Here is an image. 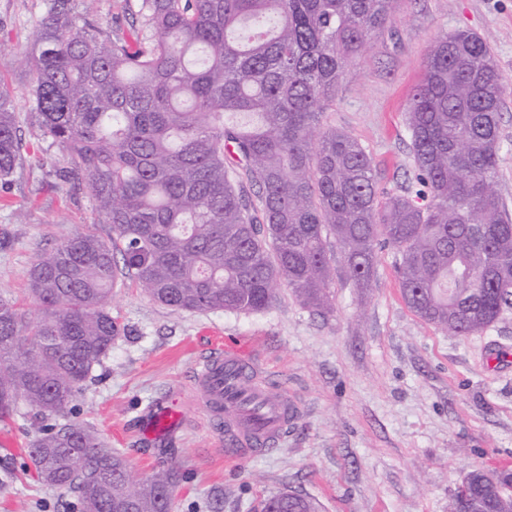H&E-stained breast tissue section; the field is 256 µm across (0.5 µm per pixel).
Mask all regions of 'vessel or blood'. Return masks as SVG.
Segmentation results:
<instances>
[{
    "label": "vessel or blood",
    "mask_w": 512,
    "mask_h": 512,
    "mask_svg": "<svg viewBox=\"0 0 512 512\" xmlns=\"http://www.w3.org/2000/svg\"><path fill=\"white\" fill-rule=\"evenodd\" d=\"M190 385L210 435L233 461L282 444L302 414L301 404L273 383L240 344L227 338H213L207 353L196 357ZM183 421V412L155 408L145 414L144 429L149 436L160 437Z\"/></svg>",
    "instance_id": "b4317fda"
}]
</instances>
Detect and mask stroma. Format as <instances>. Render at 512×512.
Here are the masks:
<instances>
[{
  "mask_svg": "<svg viewBox=\"0 0 512 512\" xmlns=\"http://www.w3.org/2000/svg\"><path fill=\"white\" fill-rule=\"evenodd\" d=\"M47 8L48 0H0V83L27 144L22 165L0 182V299L31 320L41 315L29 294L36 259L80 233L112 235L88 190L59 179L58 146L30 126L24 53ZM459 29L489 43L507 88L498 189L512 207V0H401L354 59L322 124L364 146L380 196L409 187L408 94L435 40ZM331 293L335 311L326 317L285 287L260 312L190 313L125 283L109 300L120 333L71 419L123 455L133 482L176 470L173 512H260L267 496L290 490L315 498L321 512H448L472 467L512 469V308L482 333L445 332L405 305L388 248L377 253L371 287L340 275ZM215 331L249 342L303 408L284 443L242 461L225 458L190 408L186 425L163 441L141 432L146 406L185 396L192 359ZM40 424L23 401L0 422V512H73V494L25 470Z\"/></svg>",
  "mask_w": 512,
  "mask_h": 512,
  "instance_id": "obj_1",
  "label": "stroma"
}]
</instances>
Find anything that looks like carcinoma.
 I'll return each mask as SVG.
<instances>
[{
    "instance_id": "carcinoma-1",
    "label": "carcinoma",
    "mask_w": 512,
    "mask_h": 512,
    "mask_svg": "<svg viewBox=\"0 0 512 512\" xmlns=\"http://www.w3.org/2000/svg\"><path fill=\"white\" fill-rule=\"evenodd\" d=\"M95 2L49 0L27 50L33 125L112 229L38 257L37 320L0 300V421L20 399L43 416L28 452L41 483L84 512H172L176 472L134 485L97 433L57 423L112 350L108 301L125 280L182 311L258 312L286 285L331 313L336 264L366 288L385 245L429 323L468 336L512 307V211L497 189L506 88L486 40L434 42L406 113L414 185L381 201L365 148L321 117L400 0H142L129 32L102 27ZM24 149L0 89V182ZM507 477L471 470L449 512H512ZM265 508L319 512L295 492Z\"/></svg>"
}]
</instances>
